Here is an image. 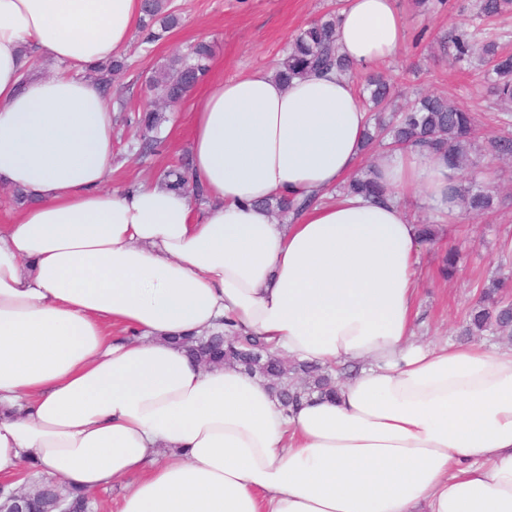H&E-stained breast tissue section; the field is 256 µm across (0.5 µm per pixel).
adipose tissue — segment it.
Wrapping results in <instances>:
<instances>
[{"instance_id":"adipose-tissue-1","label":"adipose tissue","mask_w":512,"mask_h":512,"mask_svg":"<svg viewBox=\"0 0 512 512\" xmlns=\"http://www.w3.org/2000/svg\"><path fill=\"white\" fill-rule=\"evenodd\" d=\"M142 0H0V479L28 466L119 512H512V347L419 345L410 192L457 214L447 165L383 151V202L341 191L367 113L347 77L212 79L191 117L207 203L110 185L112 113L84 77L128 44ZM405 37L394 0H346L360 68ZM60 64L29 76L32 58ZM273 197L311 199L276 222ZM223 329L365 368L285 410L262 380L202 369L174 337Z\"/></svg>"}]
</instances>
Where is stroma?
Segmentation results:
<instances>
[{
    "mask_svg": "<svg viewBox=\"0 0 512 512\" xmlns=\"http://www.w3.org/2000/svg\"><path fill=\"white\" fill-rule=\"evenodd\" d=\"M346 0H172L180 25L164 39L148 44L132 33L124 54L129 66L108 91L112 103L114 138L112 185L122 188L136 182L158 183L160 172L190 151V114L201 97L194 89L185 102L170 112L162 127L164 144L143 154L134 149L136 129L128 122L133 110L151 99L147 80L176 51L200 40L212 42V71L233 79L256 69L275 68L291 36L310 20ZM478 0H434L431 8L414 0H395L405 40L390 59L378 63V71L398 81L403 93L444 95L477 113L488 135L504 133L492 116V98L476 87L469 74L450 65L440 51V41L454 27L480 29L499 36L512 48V11L493 19L479 15ZM484 180L503 198L498 211L460 215L437 244L423 245L419 253V317L417 342H459V322L478 297L480 283L500 272H512V167L492 159L483 162ZM455 248L462 257L459 271L445 278L439 256Z\"/></svg>",
    "mask_w": 512,
    "mask_h": 512,
    "instance_id": "stroma-1",
    "label": "stroma"
}]
</instances>
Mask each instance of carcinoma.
I'll return each mask as SVG.
<instances>
[{
  "label": "carcinoma",
  "instance_id": "carcinoma-1",
  "mask_svg": "<svg viewBox=\"0 0 512 512\" xmlns=\"http://www.w3.org/2000/svg\"><path fill=\"white\" fill-rule=\"evenodd\" d=\"M512 8V0H479L481 15L492 18ZM339 16L326 14L301 28L289 41L275 73L284 82L319 70L335 69L348 76L355 66L338 54L336 29ZM180 23V16L170 0H144V18L141 31L148 41L159 40ZM456 62L476 60L488 65L481 78L492 87L495 106L507 118L512 117V51L501 43L479 32L458 30L451 36ZM213 56V45L200 41L185 53L174 54L149 78V89L157 104L142 109L136 123L140 130L141 148L153 151L160 144L158 131L167 121L166 108L180 105L189 92L205 77ZM128 67L123 56H114L90 70L102 90L112 83V76ZM368 104V120L374 121L366 129L367 146L384 147V141L396 147L427 148L439 154L452 171L448 181V198L457 201L468 213L483 214L496 207V194L477 179L476 157L491 156L501 160L512 159V134L481 139V131L473 113L448 98L428 94L414 98L399 112L391 110L398 90L394 83L379 73H370L361 87ZM161 182L176 190L196 197L200 190L190 187L191 165L187 157L164 170ZM345 191L375 196L384 191L373 167L354 176ZM305 202L282 198L267 201L264 206L273 214L287 216L299 211ZM508 278L496 277L482 285L477 301L462 322V335L481 336L491 332L512 343V300L506 297ZM226 336L185 339L188 350L202 362H232L250 376L269 380L275 385L281 404L288 409L316 395L320 398L336 394L335 380L324 367L316 364L286 360L271 354L258 336H238L232 346L225 345ZM24 512H89L86 494H75L63 487L40 484L30 488L22 502Z\"/></svg>",
  "mask_w": 512,
  "mask_h": 512
}]
</instances>
